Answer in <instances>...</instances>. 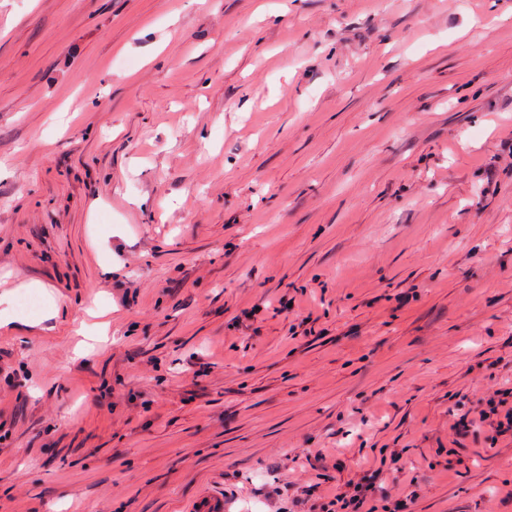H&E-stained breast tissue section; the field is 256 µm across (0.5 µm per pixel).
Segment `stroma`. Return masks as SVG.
<instances>
[{
    "label": "stroma",
    "instance_id": "stroma-1",
    "mask_svg": "<svg viewBox=\"0 0 512 512\" xmlns=\"http://www.w3.org/2000/svg\"><path fill=\"white\" fill-rule=\"evenodd\" d=\"M0 161V512H512V0H0ZM448 415L451 417L450 427L458 436L484 426L494 432L493 443L503 437L512 442V383L506 381L487 389L473 410L463 413L449 410ZM360 476L342 484L335 478H324L323 482L312 481L306 486L305 493L313 499L311 512H378V500L375 489L381 467H359Z\"/></svg>",
    "mask_w": 512,
    "mask_h": 512
}]
</instances>
